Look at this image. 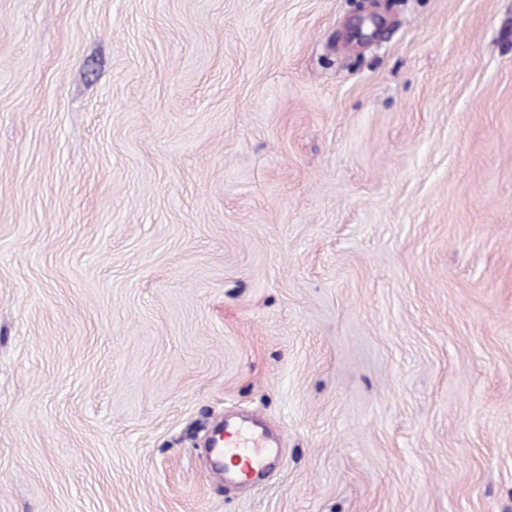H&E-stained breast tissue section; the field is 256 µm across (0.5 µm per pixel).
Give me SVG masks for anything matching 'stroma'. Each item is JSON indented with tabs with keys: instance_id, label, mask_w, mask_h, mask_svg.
Masks as SVG:
<instances>
[{
	"instance_id": "35a3bbf8",
	"label": "stroma",
	"mask_w": 512,
	"mask_h": 512,
	"mask_svg": "<svg viewBox=\"0 0 512 512\" xmlns=\"http://www.w3.org/2000/svg\"><path fill=\"white\" fill-rule=\"evenodd\" d=\"M382 8L0 0V512H512V0ZM381 0H360L361 9L368 12V16L360 21L358 27H356L348 36L349 41H356L359 44L368 43L375 33L377 26L380 24V18L377 16V11L380 8ZM368 20L374 26V31L370 34L364 33L363 24ZM244 428L240 424H225L224 432L219 434L214 448L218 458L229 455L237 458V469L233 472L219 468L223 473L224 481L231 475L239 485L246 486L250 483L252 474L262 467L265 457L271 451L270 440L264 434L252 433L246 438L250 446L243 445Z\"/></svg>"
}]
</instances>
